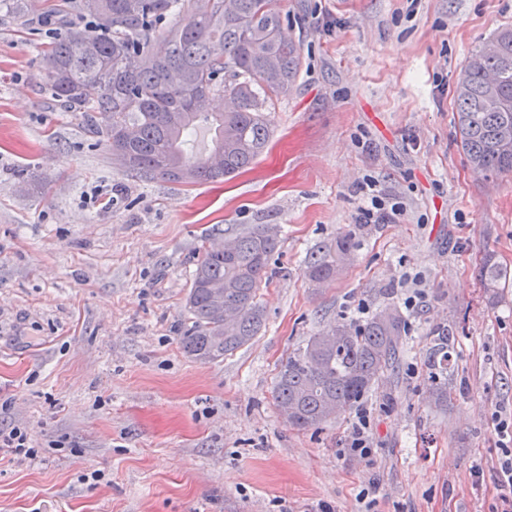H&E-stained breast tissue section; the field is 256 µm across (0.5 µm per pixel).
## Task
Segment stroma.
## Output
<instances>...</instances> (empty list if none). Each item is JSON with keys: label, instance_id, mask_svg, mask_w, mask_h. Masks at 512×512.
I'll return each instance as SVG.
<instances>
[{"label": "stroma", "instance_id": "1", "mask_svg": "<svg viewBox=\"0 0 512 512\" xmlns=\"http://www.w3.org/2000/svg\"><path fill=\"white\" fill-rule=\"evenodd\" d=\"M277 8L302 63L264 111L267 150L232 179L178 184L114 163L107 116L48 91L43 51L89 27L80 0H0V427L25 428L37 452L0 453V512H498L512 288L491 300L478 268L488 252L512 268V173L470 170L454 91L471 53L512 27V0ZM367 179L401 206L394 223L357 228ZM256 224L281 227L266 323L232 355L194 359L180 338L198 246ZM353 228L354 262L310 285L309 253ZM388 306L407 336L362 402L370 458L346 447L355 413L284 423L282 361ZM440 329L455 338L444 407L427 368Z\"/></svg>", "mask_w": 512, "mask_h": 512}]
</instances>
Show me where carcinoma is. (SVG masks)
<instances>
[{
  "instance_id": "1",
  "label": "carcinoma",
  "mask_w": 512,
  "mask_h": 512,
  "mask_svg": "<svg viewBox=\"0 0 512 512\" xmlns=\"http://www.w3.org/2000/svg\"><path fill=\"white\" fill-rule=\"evenodd\" d=\"M84 7L91 29L78 39L69 32L44 55L47 87L67 105L108 114L100 133L112 160L144 180L184 183L222 182L254 163L270 139L262 109L288 95L301 65L275 0H84ZM493 44L471 54L455 90L461 148L471 170L486 177L512 172V28ZM224 96L234 106L209 111ZM200 123L216 136L211 152L194 159L186 145ZM279 237V225L256 224L228 251L201 247L185 299V353L215 361L255 339L265 324L258 290ZM358 247L354 231L334 248L317 247L306 277L313 284L335 278ZM479 277L483 287L499 288L512 271L489 253ZM404 331L403 315L385 308L309 337L280 366L279 416L307 430L349 412L392 365ZM452 346L453 337L436 336L432 374L448 373Z\"/></svg>"
}]
</instances>
